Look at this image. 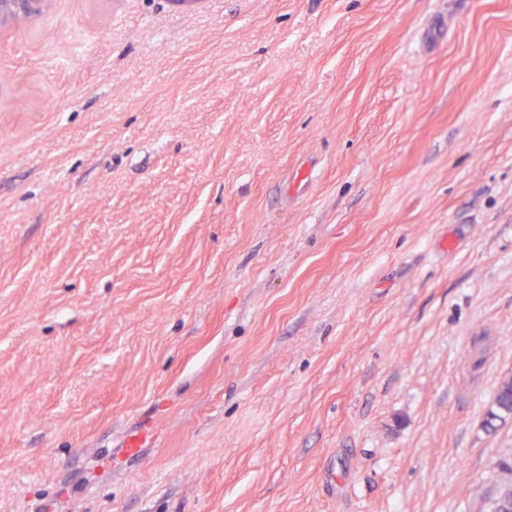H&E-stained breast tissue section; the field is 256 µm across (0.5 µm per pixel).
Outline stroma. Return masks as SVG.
<instances>
[{
    "label": "stroma",
    "instance_id": "35a3bbf8",
    "mask_svg": "<svg viewBox=\"0 0 512 512\" xmlns=\"http://www.w3.org/2000/svg\"><path fill=\"white\" fill-rule=\"evenodd\" d=\"M46 2L0 24V512H491L512 0Z\"/></svg>",
    "mask_w": 512,
    "mask_h": 512
}]
</instances>
